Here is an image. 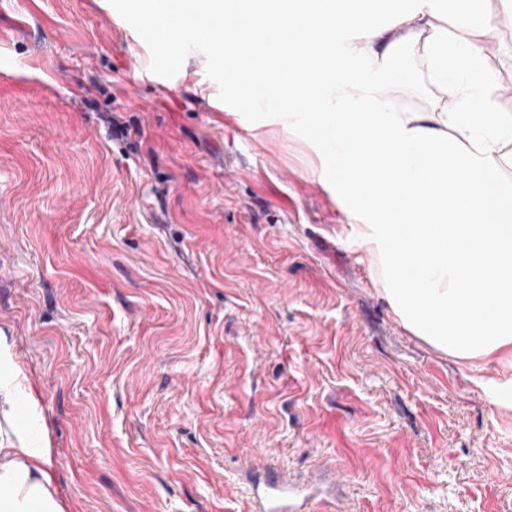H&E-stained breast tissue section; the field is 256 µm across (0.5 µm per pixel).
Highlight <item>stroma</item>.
<instances>
[{"label":"stroma","instance_id":"35a3bbf8","mask_svg":"<svg viewBox=\"0 0 512 512\" xmlns=\"http://www.w3.org/2000/svg\"><path fill=\"white\" fill-rule=\"evenodd\" d=\"M130 11L0 0V332L78 512H253L271 471L309 512H512V408L401 326L300 133Z\"/></svg>","mask_w":512,"mask_h":512}]
</instances>
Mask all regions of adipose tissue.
Returning <instances> with one entry per match:
<instances>
[{"mask_svg": "<svg viewBox=\"0 0 512 512\" xmlns=\"http://www.w3.org/2000/svg\"><path fill=\"white\" fill-rule=\"evenodd\" d=\"M489 0H138L170 49L200 42L225 65V90L270 121L304 131L322 182L376 262L383 296L414 336L467 369L512 364V113L487 65ZM275 47L255 61L247 46ZM376 68L358 84L336 46ZM424 60L454 110L414 112L395 92L400 61ZM39 398L0 336V512H75L58 485L51 442L25 438Z\"/></svg>", "mask_w": 512, "mask_h": 512, "instance_id": "adipose-tissue-1", "label": "adipose tissue"}]
</instances>
